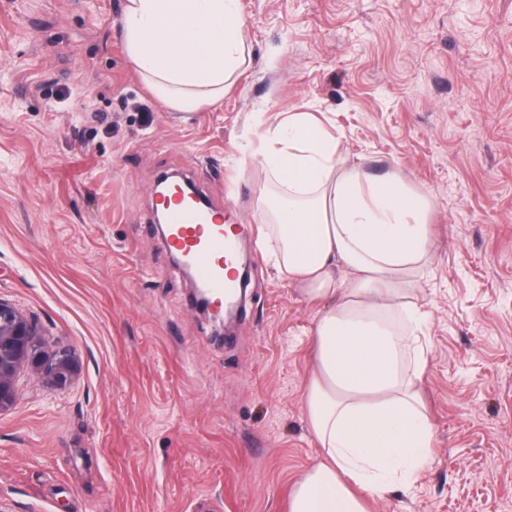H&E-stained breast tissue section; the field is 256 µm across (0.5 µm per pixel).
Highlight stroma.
Segmentation results:
<instances>
[{"mask_svg": "<svg viewBox=\"0 0 512 512\" xmlns=\"http://www.w3.org/2000/svg\"><path fill=\"white\" fill-rule=\"evenodd\" d=\"M125 0H0V300L82 362L0 413L7 512H287L320 447L303 408L318 314L255 244L274 191L239 159L305 112L345 165L430 202L420 386L434 459L372 512H512V0H239L250 68L169 110ZM237 225L244 309L218 339L152 222L159 175Z\"/></svg>", "mask_w": 512, "mask_h": 512, "instance_id": "stroma-1", "label": "stroma"}]
</instances>
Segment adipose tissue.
I'll return each mask as SVG.
<instances>
[{
    "label": "adipose tissue",
    "instance_id": "adipose-tissue-1",
    "mask_svg": "<svg viewBox=\"0 0 512 512\" xmlns=\"http://www.w3.org/2000/svg\"><path fill=\"white\" fill-rule=\"evenodd\" d=\"M122 28L139 74L176 112L218 104L251 56L238 0H126ZM263 138L259 163L278 190L255 203L257 245L277 241L279 273L319 306L303 404L322 458L292 485L288 512H370L433 459L415 302L433 262L429 206L399 170L339 166L314 118L291 116Z\"/></svg>",
    "mask_w": 512,
    "mask_h": 512
}]
</instances>
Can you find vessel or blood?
Returning <instances> with one entry per match:
<instances>
[{
  "label": "vessel or blood",
  "mask_w": 512,
  "mask_h": 512,
  "mask_svg": "<svg viewBox=\"0 0 512 512\" xmlns=\"http://www.w3.org/2000/svg\"><path fill=\"white\" fill-rule=\"evenodd\" d=\"M168 246L187 256L197 282L206 288L212 302L224 300V263L233 255V243L212 212H199L192 203L170 189L166 201Z\"/></svg>",
  "instance_id": "vessel-or-blood-1"
}]
</instances>
